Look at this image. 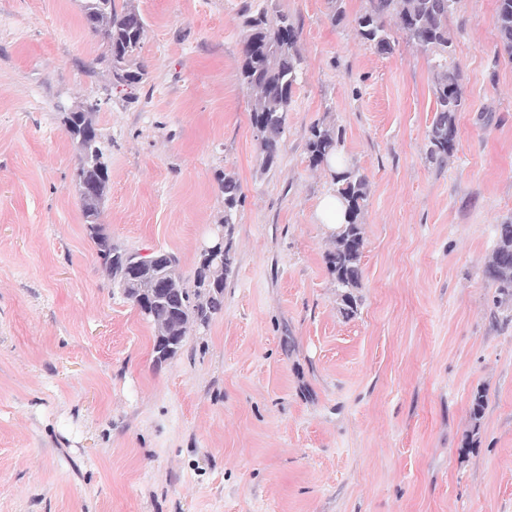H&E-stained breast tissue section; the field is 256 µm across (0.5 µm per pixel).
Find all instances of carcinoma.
<instances>
[{"label":"carcinoma","instance_id":"cac0c4a2","mask_svg":"<svg viewBox=\"0 0 512 512\" xmlns=\"http://www.w3.org/2000/svg\"><path fill=\"white\" fill-rule=\"evenodd\" d=\"M460 0H366L355 18L357 35L382 53L395 49L398 39L386 19L398 21L401 39L434 54L436 109L427 138V159L443 165L456 148V113L464 106L463 75L448 63L453 36L448 16L458 9ZM84 25L102 37L107 51L101 57L115 85L135 87L145 71L134 63L141 49L146 23L138 9L127 2L117 7L116 0H81ZM244 36L241 41V82L253 98L251 124L256 130L262 166L271 167L278 158L287 128L288 111L294 86L300 76L299 31L284 14L269 17L268 11L255 14L245 9ZM496 27L503 50L512 59V0H496ZM91 104L65 113L63 123L76 152L87 130H96ZM342 132L327 125L311 127L306 142L311 167L328 165L340 153ZM87 235L93 242L100 263L154 328V342L172 347L174 356L184 345L188 330L195 325L206 329L224 307L225 283L233 272L235 252L232 224L242 198L238 179L226 173L220 179L224 193L223 259L208 260L200 254L199 266L191 280L179 272L180 259L173 252H157L150 258L112 243V236L101 223V204L109 183V166L78 161L74 170ZM333 192L345 202V219L334 234V245L325 253L327 269L341 301L340 312L349 316L357 311L361 298L356 294L363 277L361 258L365 248L362 214L368 196V180L359 170L345 168L333 175ZM485 278L500 298H512V220L497 225V241L485 263Z\"/></svg>","mask_w":512,"mask_h":512}]
</instances>
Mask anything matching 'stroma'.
I'll return each instance as SVG.
<instances>
[{
	"label": "stroma",
	"instance_id": "stroma-1",
	"mask_svg": "<svg viewBox=\"0 0 512 512\" xmlns=\"http://www.w3.org/2000/svg\"><path fill=\"white\" fill-rule=\"evenodd\" d=\"M136 90L113 85L80 0H0V512H512V299L483 269L512 219V58L496 0L448 26L463 74L456 150L429 164L432 55L379 53L365 0H132ZM288 14L301 75L263 170L239 80L243 11ZM96 103L118 246L192 278L243 201L224 307L158 359L151 323L86 234L65 112ZM339 128L369 181L356 315L316 217L332 188L310 127ZM487 408L473 427L474 394Z\"/></svg>",
	"mask_w": 512,
	"mask_h": 512
}]
</instances>
